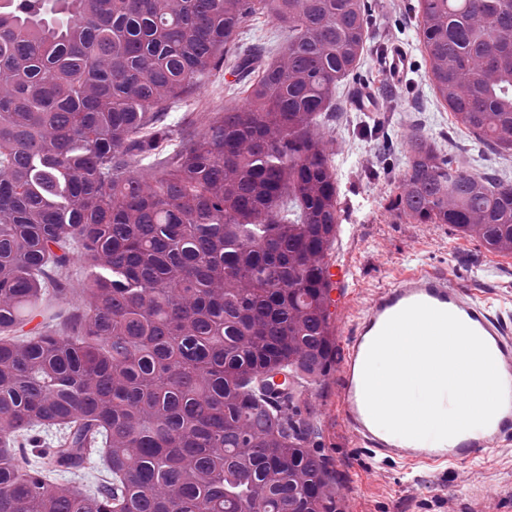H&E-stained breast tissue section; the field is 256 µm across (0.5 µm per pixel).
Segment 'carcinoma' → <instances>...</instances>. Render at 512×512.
Returning a JSON list of instances; mask_svg holds the SVG:
<instances>
[{
	"label": "carcinoma",
	"instance_id": "1",
	"mask_svg": "<svg viewBox=\"0 0 512 512\" xmlns=\"http://www.w3.org/2000/svg\"><path fill=\"white\" fill-rule=\"evenodd\" d=\"M417 28L451 128L511 154L512 0ZM372 30L367 0H0V512H341L305 401L336 356L318 122ZM225 66L247 105L182 137ZM407 146L397 215L511 258L512 182ZM261 16L259 19L247 23L245 39L251 42L259 41L275 49L282 44L285 35L271 17Z\"/></svg>",
	"mask_w": 512,
	"mask_h": 512
}]
</instances>
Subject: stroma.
Here are the masks:
<instances>
[{
  "instance_id": "stroma-1",
  "label": "stroma",
  "mask_w": 512,
  "mask_h": 512,
  "mask_svg": "<svg viewBox=\"0 0 512 512\" xmlns=\"http://www.w3.org/2000/svg\"><path fill=\"white\" fill-rule=\"evenodd\" d=\"M371 2L376 25L362 75L344 82L336 116L321 128L340 199V224L327 261L352 270L336 286L331 324L337 329L351 322L380 288L417 270L450 274L512 311V258L487 252L477 239L449 225L416 224L391 208L394 187L408 167L407 142L414 131L477 173L512 179V154H488L466 132L449 129L448 111L436 101L422 64L418 0ZM396 48L406 51L410 66L394 81L381 70ZM233 80L227 70L205 77L171 111V119L230 107L224 89ZM362 86L375 92L374 112L355 107L354 92ZM338 374V365H331L308 397L316 409L314 444L336 473L344 512H512V445L450 465L408 467L371 458L336 411Z\"/></svg>"
}]
</instances>
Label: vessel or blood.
Here are the masks:
<instances>
[{
  "label": "vessel or blood",
  "instance_id": "obj_1",
  "mask_svg": "<svg viewBox=\"0 0 512 512\" xmlns=\"http://www.w3.org/2000/svg\"><path fill=\"white\" fill-rule=\"evenodd\" d=\"M419 302L455 314L488 345L507 397L487 426L445 441H417L390 434L371 419L363 395V366L370 344L390 317ZM346 336L336 409L352 437L372 457L406 464L469 461L512 439V320L493 312L449 274L417 271L395 279L377 291Z\"/></svg>",
  "mask_w": 512,
  "mask_h": 512
}]
</instances>
